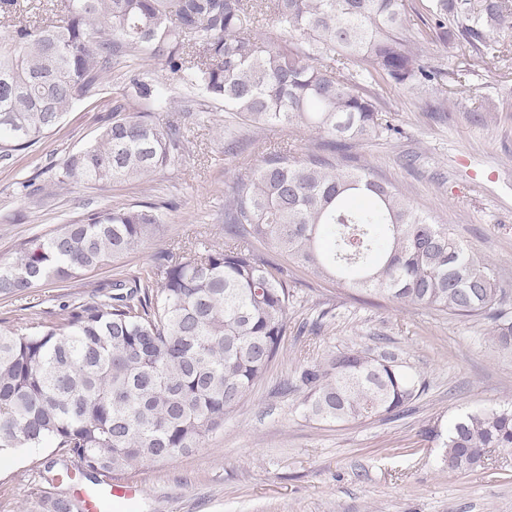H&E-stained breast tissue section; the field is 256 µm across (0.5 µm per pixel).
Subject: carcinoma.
Segmentation results:
<instances>
[{
    "label": "carcinoma",
    "mask_w": 512,
    "mask_h": 512,
    "mask_svg": "<svg viewBox=\"0 0 512 512\" xmlns=\"http://www.w3.org/2000/svg\"><path fill=\"white\" fill-rule=\"evenodd\" d=\"M20 0H0V163L33 150L131 58L112 118L94 142L54 164L57 183L137 182L192 153L178 124L136 111L172 107L157 63L189 90L185 110L217 101L258 135L302 126L331 147L396 131L366 87L452 95L467 74L420 61L427 39L452 41L469 71L503 61L494 34L512 28V0H425L414 30L405 0H57L31 22ZM148 199L92 210L0 262V295L68 282L156 238L162 209ZM224 243L157 250L150 264L113 273L86 298L58 304L47 325L0 328V449L49 444L47 482L123 475L200 447L260 382L280 352L293 298L290 262L321 278L454 318L483 320L512 347L492 264L446 224L371 169L297 159L285 146L224 190ZM263 243L278 262L259 251ZM420 380L390 353L346 347L303 365L309 417L362 420L399 412ZM455 472L512 448V407L455 420L442 440ZM47 512H78L41 491Z\"/></svg>",
    "instance_id": "obj_1"
}]
</instances>
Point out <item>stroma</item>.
Instances as JSON below:
<instances>
[{
  "mask_svg": "<svg viewBox=\"0 0 512 512\" xmlns=\"http://www.w3.org/2000/svg\"><path fill=\"white\" fill-rule=\"evenodd\" d=\"M108 81L104 99L76 106L34 151L0 164V261L67 220L139 198L132 182L41 190L54 178V160L94 141L110 119L121 69ZM369 92L401 133L353 145L349 155L370 163L380 178L407 191L419 211L488 259L512 312V75L494 67L479 71L470 92L449 103L436 91L373 86ZM475 93L489 119L473 118ZM138 109L164 124H184L196 149L154 177L152 201L170 208L160 236L123 258L129 267L150 263L169 244L223 235L224 188L260 165L263 146L285 145L302 159L319 141L313 132L278 126L258 144L245 130L221 133L182 112L157 111L150 100ZM229 140L235 143L230 153L224 150ZM30 179L36 191L22 194L20 183ZM111 278L106 266L64 287L0 298V320L33 312L50 320L62 293L82 295L87 285ZM288 281V331L264 380L200 448L126 473L142 494L113 512H512V450L458 473L446 468L440 440L454 419L512 402V349L494 343L487 323L401 308L296 266ZM317 320L323 323L318 333L300 334ZM347 346L395 353L420 375L424 392L397 415L348 423L304 417L299 392L284 391V381L296 379L303 361ZM54 457L46 446L0 459V512H44L35 490Z\"/></svg>",
  "mask_w": 512,
  "mask_h": 512,
  "instance_id": "35a3bbf8",
  "label": "stroma"
}]
</instances>
